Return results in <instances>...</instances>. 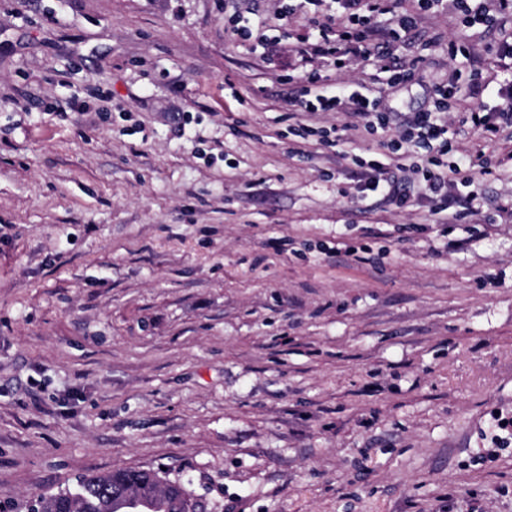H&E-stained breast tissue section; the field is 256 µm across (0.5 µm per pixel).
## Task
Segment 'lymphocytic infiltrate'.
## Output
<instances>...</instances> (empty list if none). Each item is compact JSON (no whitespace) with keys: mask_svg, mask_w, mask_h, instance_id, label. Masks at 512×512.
<instances>
[{"mask_svg":"<svg viewBox=\"0 0 512 512\" xmlns=\"http://www.w3.org/2000/svg\"><path fill=\"white\" fill-rule=\"evenodd\" d=\"M340 16L314 13L310 23L319 34L314 42H304L301 54L310 65L302 74H284L283 79L294 88L289 106L303 114L336 112L348 118L347 128L369 133L392 131L385 147L388 162L371 160L357 190L359 200L379 197L398 208L410 200V187L419 184L439 210L450 211L452 220H459L472 209L475 196L468 190L472 182L470 163L460 155L448 136L447 118L456 113L459 132L480 129L495 135L512 128V100L506 99L491 108L468 107L465 97H480L492 86L512 89V33L503 36L500 46L502 61L497 71L485 75L477 66L475 55H467V70L453 67L445 81L432 90L433 106L415 112L404 120L385 111L380 98L354 92L321 93L316 89L321 68L340 70L358 58L383 60L386 84L398 86L409 77L408 70L388 66L399 47L409 39L421 20L440 10L444 0H415L412 8H403L401 0H337ZM456 17L463 28L498 27L502 15L512 12V0H454ZM392 15L386 28H379L378 19ZM462 192L452 193L453 184Z\"/></svg>","mask_w":512,"mask_h":512,"instance_id":"1","label":"lymphocytic infiltrate"}]
</instances>
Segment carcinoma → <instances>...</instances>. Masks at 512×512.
Returning <instances> with one entry per match:
<instances>
[{"instance_id": "1", "label": "carcinoma", "mask_w": 512, "mask_h": 512, "mask_svg": "<svg viewBox=\"0 0 512 512\" xmlns=\"http://www.w3.org/2000/svg\"><path fill=\"white\" fill-rule=\"evenodd\" d=\"M41 512H208L205 499L154 469H116L38 495Z\"/></svg>"}]
</instances>
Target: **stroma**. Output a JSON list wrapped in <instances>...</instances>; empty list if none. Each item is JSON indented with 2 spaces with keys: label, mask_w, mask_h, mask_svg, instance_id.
<instances>
[{
  "label": "stroma",
  "mask_w": 512,
  "mask_h": 512,
  "mask_svg": "<svg viewBox=\"0 0 512 512\" xmlns=\"http://www.w3.org/2000/svg\"><path fill=\"white\" fill-rule=\"evenodd\" d=\"M225 0H0V512L165 469L210 512H512V130L455 224L354 197L388 133L297 137L283 71ZM428 16L383 93L446 79ZM85 102L89 113L76 111ZM241 20H235L230 28H227V32L229 35L235 40L240 41H248L249 49L252 53L259 54L260 56L265 55V49L273 43L270 38H268L264 33H258L253 39V31L249 26L242 25L239 26ZM270 40V41H269ZM259 49L263 50L260 52Z\"/></svg>",
  "instance_id": "obj_1"
}]
</instances>
